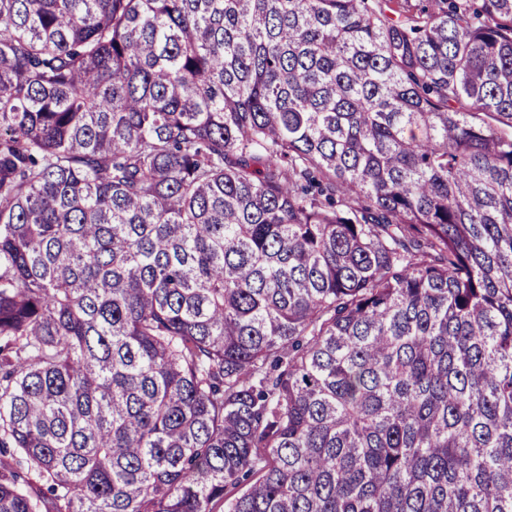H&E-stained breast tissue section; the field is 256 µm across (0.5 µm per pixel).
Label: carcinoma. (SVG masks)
Segmentation results:
<instances>
[{
  "label": "carcinoma",
  "instance_id": "carcinoma-1",
  "mask_svg": "<svg viewBox=\"0 0 512 512\" xmlns=\"http://www.w3.org/2000/svg\"><path fill=\"white\" fill-rule=\"evenodd\" d=\"M512 512V0H0V512Z\"/></svg>",
  "mask_w": 512,
  "mask_h": 512
}]
</instances>
